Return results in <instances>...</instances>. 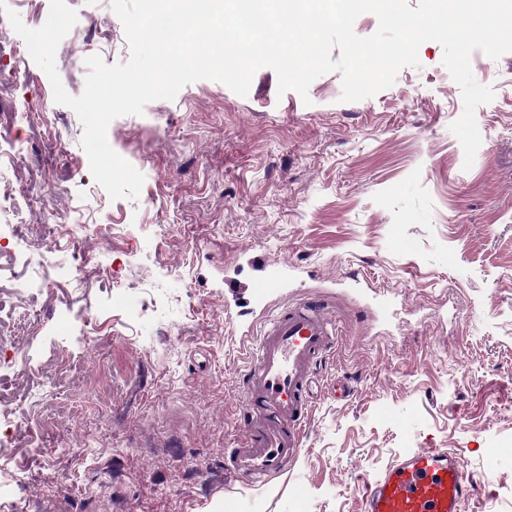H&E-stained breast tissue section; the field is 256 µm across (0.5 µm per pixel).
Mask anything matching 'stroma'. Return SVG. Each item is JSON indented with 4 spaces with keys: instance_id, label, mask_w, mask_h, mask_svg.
I'll return each instance as SVG.
<instances>
[{
    "instance_id": "obj_1",
    "label": "stroma",
    "mask_w": 512,
    "mask_h": 512,
    "mask_svg": "<svg viewBox=\"0 0 512 512\" xmlns=\"http://www.w3.org/2000/svg\"><path fill=\"white\" fill-rule=\"evenodd\" d=\"M66 2L78 21L56 66L77 96L88 56L114 65L130 48L111 0ZM17 39L0 30V141L19 147L0 195L41 200L22 237L0 236L17 255L0 288L33 330L0 345L24 396L0 414V512H362L364 481L414 448L448 449L476 479L464 512H512V53L472 55L494 98L471 169L450 130L461 89L427 41L418 67L357 102L340 72L303 97L263 67L247 95L200 80L114 119L109 144L145 181L113 200ZM255 255L287 265L286 286L236 306L224 280L258 276ZM320 293L338 339L304 450L264 485L235 483L224 452L244 444L248 339Z\"/></svg>"
}]
</instances>
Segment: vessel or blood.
Instances as JSON below:
<instances>
[{
	"mask_svg": "<svg viewBox=\"0 0 512 512\" xmlns=\"http://www.w3.org/2000/svg\"><path fill=\"white\" fill-rule=\"evenodd\" d=\"M287 266L267 262L251 281L227 282L235 299L264 301L283 288ZM329 304L317 298L288 305L264 326L242 378L243 447L225 459L247 486L287 470L303 452L310 420V387L323 358L336 345ZM471 480L444 448H418L363 485V512H463Z\"/></svg>",
	"mask_w": 512,
	"mask_h": 512,
	"instance_id": "1",
	"label": "vessel or blood"
}]
</instances>
